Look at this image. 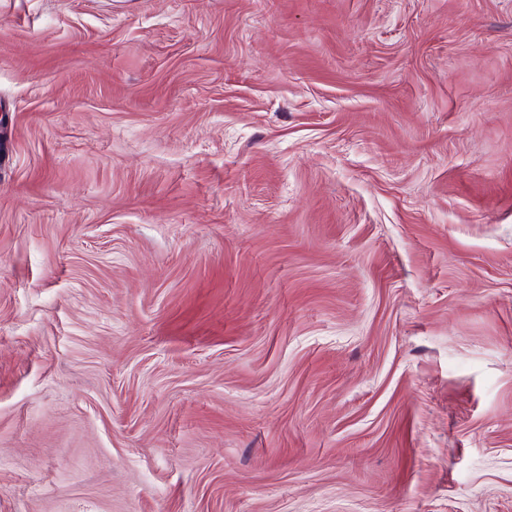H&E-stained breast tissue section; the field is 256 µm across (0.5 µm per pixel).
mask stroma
Returning <instances> with one entry per match:
<instances>
[{
    "mask_svg": "<svg viewBox=\"0 0 512 512\" xmlns=\"http://www.w3.org/2000/svg\"><path fill=\"white\" fill-rule=\"evenodd\" d=\"M0 512H512V0H0Z\"/></svg>",
    "mask_w": 512,
    "mask_h": 512,
    "instance_id": "obj_1",
    "label": "stroma"
}]
</instances>
